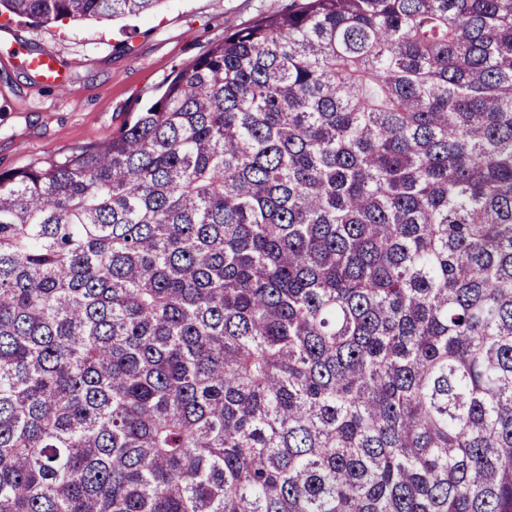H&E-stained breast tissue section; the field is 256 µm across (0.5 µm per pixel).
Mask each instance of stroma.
<instances>
[{"label":"stroma","mask_w":512,"mask_h":512,"mask_svg":"<svg viewBox=\"0 0 512 512\" xmlns=\"http://www.w3.org/2000/svg\"><path fill=\"white\" fill-rule=\"evenodd\" d=\"M293 0H164L148 16L51 23L0 17V171L23 169L109 141L182 67ZM53 54L62 92L29 71L23 53Z\"/></svg>","instance_id":"35a3bbf8"}]
</instances>
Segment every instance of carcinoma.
I'll return each instance as SVG.
<instances>
[{
  "mask_svg": "<svg viewBox=\"0 0 512 512\" xmlns=\"http://www.w3.org/2000/svg\"><path fill=\"white\" fill-rule=\"evenodd\" d=\"M0 512H512V0H301L0 172Z\"/></svg>",
  "mask_w": 512,
  "mask_h": 512,
  "instance_id": "1",
  "label": "carcinoma"
}]
</instances>
